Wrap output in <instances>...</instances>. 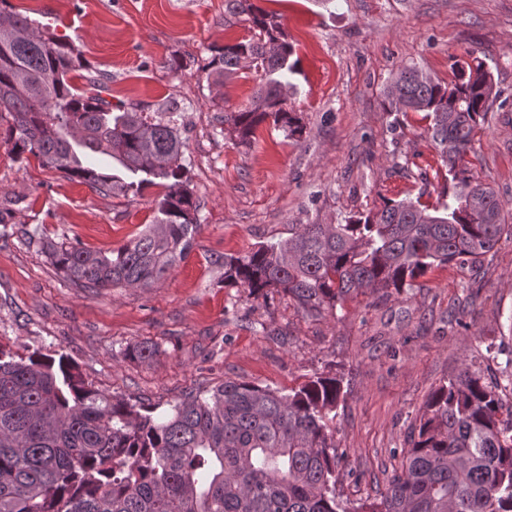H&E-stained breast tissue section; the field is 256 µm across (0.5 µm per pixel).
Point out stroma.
I'll list each match as a JSON object with an SVG mask.
<instances>
[{"instance_id":"obj_1","label":"stroma","mask_w":512,"mask_h":512,"mask_svg":"<svg viewBox=\"0 0 512 512\" xmlns=\"http://www.w3.org/2000/svg\"><path fill=\"white\" fill-rule=\"evenodd\" d=\"M40 34L71 43L104 74L109 99L153 117L178 109L181 163L200 229L186 259L149 288L72 283L42 242L106 250L137 235L166 192L155 180L113 195L18 158L1 134L0 341L13 352L67 355L95 388L166 411L232 379L281 391L340 375L337 488L356 501L385 490L430 393L463 362L501 380L512 354V236L478 270L442 266L387 297L303 311L287 294L253 300L224 283V257L288 238L299 224H342L384 200L434 206L447 169L422 113L384 109L392 74L413 64L442 82L466 52L486 59L497 97L469 168L512 210V0H255L281 17L295 47L288 106L303 133L264 124L239 144L224 114L247 106L255 71L218 86L215 49L246 36L224 0H10ZM146 343L157 357L127 359ZM496 357H489L488 346Z\"/></svg>"}]
</instances>
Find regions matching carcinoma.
Here are the masks:
<instances>
[{
  "label": "carcinoma",
  "mask_w": 512,
  "mask_h": 512,
  "mask_svg": "<svg viewBox=\"0 0 512 512\" xmlns=\"http://www.w3.org/2000/svg\"><path fill=\"white\" fill-rule=\"evenodd\" d=\"M225 4L249 35L216 50L210 75L224 85L249 65L264 82L224 122L242 144L268 121L301 135L284 93L295 63L280 20L253 0ZM83 66L71 44L34 35L32 22L0 0V118L13 153L99 192L170 181L155 223L129 242L102 251L48 240V259L84 288H149L185 259L199 228L179 164L177 112L156 121L114 112L103 97L110 78H90L82 93L70 84ZM453 69L443 84L402 66L385 93L388 111L429 119L451 176L448 198L431 209L390 201L345 224H299L285 240L224 255V284L257 299L282 291L313 313L410 288L434 267L479 265L512 230L495 191L465 164L496 92L474 53ZM113 161L130 180L111 173ZM500 390L464 364L426 400L385 491L351 506L336 494L335 376H314L288 394L226 380L157 417L94 388L63 354L19 356L0 342V512H512V405Z\"/></svg>",
  "instance_id": "carcinoma-1"
}]
</instances>
